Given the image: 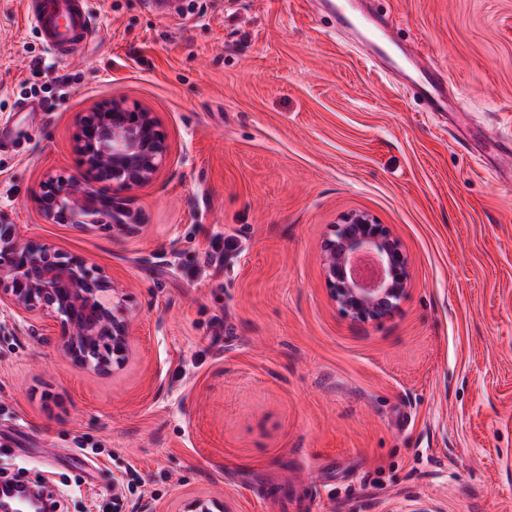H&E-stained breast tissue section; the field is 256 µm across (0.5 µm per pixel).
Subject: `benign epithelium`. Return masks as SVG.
Returning a JSON list of instances; mask_svg holds the SVG:
<instances>
[{"label":"benign epithelium","instance_id":"benign-epithelium-1","mask_svg":"<svg viewBox=\"0 0 512 512\" xmlns=\"http://www.w3.org/2000/svg\"><path fill=\"white\" fill-rule=\"evenodd\" d=\"M86 177L49 173L39 198L43 220L88 231L102 212L112 214L113 234L139 232V213L128 199L102 193L101 182L120 190L149 185L165 166L168 144L153 113L114 100L87 116L76 141ZM326 282L342 312L359 321L391 315L409 284L400 241L370 213L340 214L323 244ZM46 313L59 324L62 349L78 367L98 374L120 369L130 349L123 295L76 255L23 240L17 225L0 224V315L26 320ZM43 494L26 489L0 512H44ZM213 500L193 499L183 512H213Z\"/></svg>","mask_w":512,"mask_h":512}]
</instances>
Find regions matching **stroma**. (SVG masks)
Instances as JSON below:
<instances>
[{
    "label": "stroma",
    "mask_w": 512,
    "mask_h": 512,
    "mask_svg": "<svg viewBox=\"0 0 512 512\" xmlns=\"http://www.w3.org/2000/svg\"><path fill=\"white\" fill-rule=\"evenodd\" d=\"M91 0L61 63L0 0V224L85 258L128 297L130 355L74 366L46 314L0 331V472L59 512H512V0H380L444 66L428 112L306 0ZM124 99L169 144L131 190L138 234L46 223L47 172L80 175L78 120ZM356 209L410 285L388 317L332 301L321 245ZM235 238L223 268L209 254ZM99 448L83 458L78 447Z\"/></svg>",
    "instance_id": "35a3bbf8"
}]
</instances>
